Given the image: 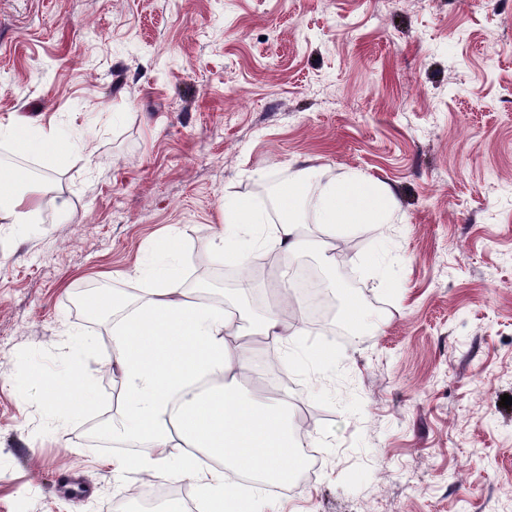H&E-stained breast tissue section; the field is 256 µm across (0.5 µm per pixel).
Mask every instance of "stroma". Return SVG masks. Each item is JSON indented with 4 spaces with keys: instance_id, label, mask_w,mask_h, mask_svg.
<instances>
[{
    "instance_id": "stroma-1",
    "label": "stroma",
    "mask_w": 512,
    "mask_h": 512,
    "mask_svg": "<svg viewBox=\"0 0 512 512\" xmlns=\"http://www.w3.org/2000/svg\"><path fill=\"white\" fill-rule=\"evenodd\" d=\"M17 118L74 140H0V166L52 185L40 223H0V512H138L152 482L112 466L137 449L91 439L126 390L115 318L87 304L171 252L238 306L209 267L224 207L304 167L387 185L395 221L337 231L335 270L297 254L373 324L309 329L307 355L335 352L318 375L258 355L320 458L240 490L274 512H512V0H0ZM50 386L92 401L63 422ZM24 130L23 125L16 121L7 126L0 124V138L13 142L18 154L35 151L46 156L62 152L71 141V136L61 137L59 130L52 125L47 130L39 128L37 137L26 135Z\"/></svg>"
}]
</instances>
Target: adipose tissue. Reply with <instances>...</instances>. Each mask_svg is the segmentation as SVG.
Instances as JSON below:
<instances>
[{
	"label": "adipose tissue",
	"instance_id": "obj_1",
	"mask_svg": "<svg viewBox=\"0 0 512 512\" xmlns=\"http://www.w3.org/2000/svg\"><path fill=\"white\" fill-rule=\"evenodd\" d=\"M0 138L14 143L17 153L50 156L70 143L55 127L29 136L23 125L0 124ZM49 186L15 167L0 177V223L24 230L38 223L40 198ZM389 188L366 189L361 178L348 185L317 184L309 169H299L278 193V206L286 219L268 223L251 205L237 203L224 209V223L213 239L215 251L239 269L238 291L247 293L254 280L249 253L270 249L282 260L302 248L335 267L338 256L331 245L337 226L388 223L385 201ZM321 224L324 234L309 239L303 234L306 218ZM154 280L136 295L102 293L120 322L113 338L112 361L126 383V401L112 421L113 440L145 449V456L120 460L119 466L150 477L176 472L193 480L199 489L201 512H260L256 498L243 495L237 480L244 473L270 479L292 478L300 464L301 445L292 434L286 399L249 396L238 390L240 378L253 370L256 340L288 350L306 333L305 310L291 296L249 326H237L232 310L199 302L172 263L142 271ZM216 378V386L198 392L202 377ZM181 439L184 452L173 453V439ZM222 463L204 471L198 452Z\"/></svg>",
	"mask_w": 512,
	"mask_h": 512
}]
</instances>
